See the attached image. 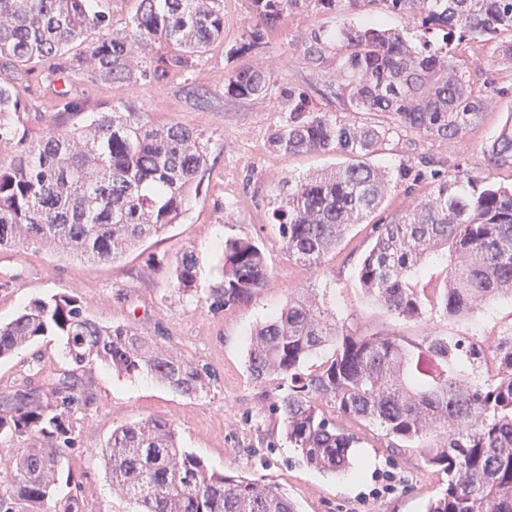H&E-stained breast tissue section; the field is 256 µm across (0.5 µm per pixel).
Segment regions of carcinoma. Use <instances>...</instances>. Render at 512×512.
I'll return each mask as SVG.
<instances>
[{"instance_id":"carcinoma-1","label":"carcinoma","mask_w":512,"mask_h":512,"mask_svg":"<svg viewBox=\"0 0 512 512\" xmlns=\"http://www.w3.org/2000/svg\"><path fill=\"white\" fill-rule=\"evenodd\" d=\"M100 0H0V247H46L77 259L114 262L143 240L176 223L207 168L202 136L180 125L156 126L127 107L93 113L82 125L57 124L30 139L15 123L22 99L12 74L33 58L50 75L93 81L163 83L192 71L209 48L224 41V0H131L119 29ZM359 0H252L255 22L236 56L265 45L267 30L299 11L334 12ZM408 19L404 30L345 22L337 33L313 29L300 39L305 59L319 67L339 38L347 55L330 94L344 106L379 117L355 123L311 107L292 86L281 89L288 120L271 137L284 154L339 151L337 169L286 182L271 218L288 258L315 265L353 224L381 207L388 182H429L410 211L373 225L374 242L358 271L360 287L387 313L424 314L427 303L465 318L486 303L512 296V190L475 179L459 167L443 172L427 156L386 172L364 161L391 132L403 128L427 139L457 140L477 125L488 95L474 88L451 45L493 42L512 34V0H383ZM94 31L88 50L71 43ZM270 83L260 69L235 71L225 83L234 98L259 96ZM492 169L512 170V117L486 147ZM448 253L443 285L412 279L435 254ZM224 280L213 303L244 305L262 290L268 267L250 238L224 241ZM172 276L178 289L195 287L196 262L183 253ZM65 339V355L80 369L100 362L113 370L145 372L185 395L209 390L213 375L163 335L131 325L104 326L75 297L35 299L0 324V359L44 336ZM327 345L332 356L309 358ZM492 362L485 381L457 367ZM247 368L274 383L270 414L281 421L289 447L321 472L350 464L360 442L354 429L378 426L396 443L429 440L427 466L448 475L445 492L427 512H512V336L498 338L491 356L442 336L416 342L402 336H352L313 296H293L250 338ZM92 395L74 372L50 392L19 389L0 395V432L23 440L13 474L0 492V512H76L72 501L49 507L61 460L75 445L72 405ZM351 422L346 428L322 405ZM112 490L135 512H298L281 488L244 475L219 474L182 448L171 423L150 418L112 429L97 449Z\"/></svg>"}]
</instances>
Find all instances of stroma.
Returning <instances> with one entry per match:
<instances>
[{"label":"stroma","mask_w":512,"mask_h":512,"mask_svg":"<svg viewBox=\"0 0 512 512\" xmlns=\"http://www.w3.org/2000/svg\"><path fill=\"white\" fill-rule=\"evenodd\" d=\"M249 0H224V41L206 52L189 73L162 84L110 85L84 77L49 75L35 59L15 73L24 103L17 124L29 136L43 135L60 122H82L104 107L126 105L156 125L180 123L208 142V162L197 195L176 224L147 238L114 263H94L27 246L0 248V322L11 320L31 300L65 293L79 299L97 322L132 325L147 335L163 333L186 357L207 366L215 380L210 389L187 396L146 374L120 375L100 363L81 368L91 402L76 404L70 421L77 440L65 459L54 499L77 496L79 512H127L112 494L95 448L113 428L148 418L173 424L181 445L204 460L211 471L243 474L278 484L299 512H425L430 499L448 485L443 472L426 466L428 449L416 441L390 450L381 430L360 431L352 465L336 474L308 467L297 449L281 437L271 417L270 385L247 371V338L254 325L279 309L289 295H315L337 325L357 336L390 334L412 340L426 335L468 339L491 351L497 337L512 335V298H502L465 319L429 312L405 320L389 316L359 288L356 273L370 249L372 227L354 225L342 242L311 267L288 259L270 224L274 191L289 177L334 169L346 157L339 153L287 155L270 145L273 131L288 118V103L279 86L287 82L307 93L315 109L341 112L365 123L369 113L339 107L326 94L335 83L344 53L328 49L320 67H311L299 46L316 28L338 30L343 20L378 21L400 29L406 17L386 9L382 0H362L358 10L300 12L268 31L261 51L236 57L226 54L252 24ZM475 87L488 88L490 101L482 120L458 142L422 139L409 131L392 133L369 163L392 170L409 159L429 155L460 165L465 172L512 184V171L490 170L485 146L512 114V62L495 44H462L456 49ZM257 67L270 78L266 94L232 98L224 93L229 75ZM78 115L66 113V101ZM250 237L264 246L269 276L248 304L215 307L210 290L222 281V246L226 239ZM193 253L197 279L192 292L178 290L172 277L175 261ZM63 342L44 336L0 361V394L26 387L47 388L71 372Z\"/></svg>","instance_id":"obj_1"}]
</instances>
